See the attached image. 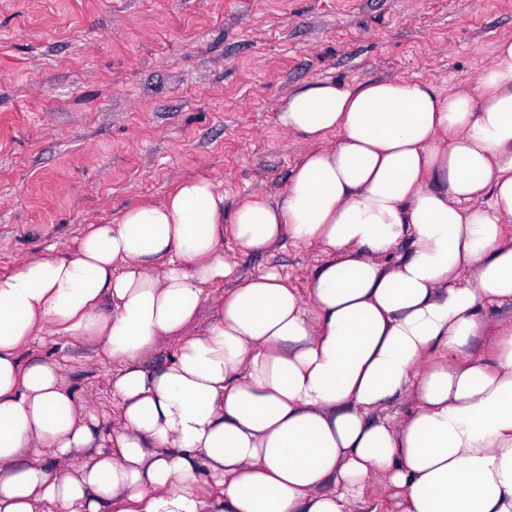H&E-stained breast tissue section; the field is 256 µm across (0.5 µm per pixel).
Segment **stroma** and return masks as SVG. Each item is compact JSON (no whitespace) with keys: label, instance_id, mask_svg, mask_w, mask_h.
<instances>
[{"label":"stroma","instance_id":"1","mask_svg":"<svg viewBox=\"0 0 512 512\" xmlns=\"http://www.w3.org/2000/svg\"><path fill=\"white\" fill-rule=\"evenodd\" d=\"M509 37L512 0H0V275L185 179L228 215L277 197L309 149L276 121L294 87L418 76L444 93ZM224 251L303 292L322 259L289 239ZM22 355L59 365L111 432L116 366L96 346L40 336Z\"/></svg>","mask_w":512,"mask_h":512}]
</instances>
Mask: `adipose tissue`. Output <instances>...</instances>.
I'll list each match as a JSON object with an SVG mask.
<instances>
[{
    "label": "adipose tissue",
    "mask_w": 512,
    "mask_h": 512,
    "mask_svg": "<svg viewBox=\"0 0 512 512\" xmlns=\"http://www.w3.org/2000/svg\"><path fill=\"white\" fill-rule=\"evenodd\" d=\"M277 122L311 145L279 198L228 218L186 180L0 276V512H352L380 474L401 512H512V323L490 357L463 353L512 302V38L475 85L316 81ZM228 235L318 248L308 295L239 274ZM44 332L117 364L108 438L59 366L21 362ZM400 394L407 418H380Z\"/></svg>",
    "instance_id": "1"
}]
</instances>
